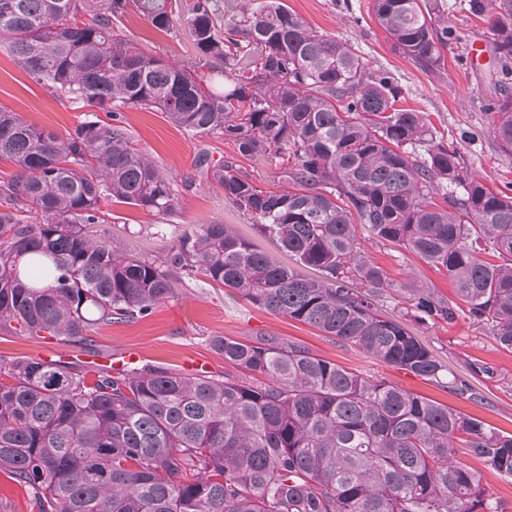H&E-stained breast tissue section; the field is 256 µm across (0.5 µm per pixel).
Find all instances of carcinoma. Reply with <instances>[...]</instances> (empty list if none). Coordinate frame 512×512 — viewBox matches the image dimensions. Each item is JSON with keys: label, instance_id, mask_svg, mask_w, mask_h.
<instances>
[{"label": "carcinoma", "instance_id": "carcinoma-1", "mask_svg": "<svg viewBox=\"0 0 512 512\" xmlns=\"http://www.w3.org/2000/svg\"><path fill=\"white\" fill-rule=\"evenodd\" d=\"M131 10L160 29L184 14L199 55L233 81L145 52L123 28ZM468 11L489 20L494 131L510 151L512 0H468ZM373 16L399 53L440 67L455 29L436 27L426 0H373ZM0 38L37 84L111 119L61 136L0 109V160L16 167L0 188V332L82 345L173 296L161 267L89 231L104 201L167 220L178 189L195 185L176 186L117 124L138 106L233 143L217 163L199 153V177L320 277L227 224L183 234L167 266L469 401L468 380L448 377L404 321L466 316L512 353V196L468 175L424 113L398 106L390 72L283 0H0ZM241 157L278 168L291 189L265 190ZM364 234L444 270L458 301L392 280ZM393 296L399 320L377 307ZM211 347L239 373L1 361L0 472L34 490L38 512H504L456 454L512 479V434L276 336Z\"/></svg>", "mask_w": 512, "mask_h": 512}]
</instances>
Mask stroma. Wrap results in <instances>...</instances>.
Returning a JSON list of instances; mask_svg holds the SVG:
<instances>
[{
  "label": "stroma",
  "mask_w": 512,
  "mask_h": 512,
  "mask_svg": "<svg viewBox=\"0 0 512 512\" xmlns=\"http://www.w3.org/2000/svg\"><path fill=\"white\" fill-rule=\"evenodd\" d=\"M288 8L316 30L352 42L375 68L391 72L402 90L404 107L426 114L439 135L453 142L460 162L469 172L483 177L494 192L512 196V151H504L493 131L491 108L495 102L496 63L488 48V24L464 21V0H429L436 16L454 26L457 40L443 51L438 71H423L394 50L377 24L372 0H284ZM124 27L147 52L172 60L190 62L199 53L186 19L174 20L170 30L156 29L143 17L131 13ZM17 113L25 121L64 135L89 117L88 109L65 97L53 95L24 73L0 42V109ZM123 126L138 148L148 154L175 181L195 172L200 149L214 160L232 155L234 147L218 136H193L171 123L160 112L127 107ZM176 214L167 224L151 213L113 202L102 205L105 223L93 225L95 238L114 244L127 253L156 263L163 262L180 236L198 224L219 222L233 225L240 235L256 239L258 246L291 264L287 253L257 238L255 230L227 200L222 190L208 184L182 192ZM367 251L393 278L414 277L437 293L453 297L447 276L394 248L372 241ZM175 293L146 317L130 323L102 327L93 336L95 352L137 351L142 363L183 370L186 361L203 358L211 372L228 367L210 346L216 336L246 340L273 334L303 344L316 355L347 369L383 379L409 392L447 404L467 415L512 433V353L502 350L488 330L477 329L467 318L447 324L408 322V329L428 347L454 375L463 377L480 393L477 402L451 395L413 374L382 364L350 344L323 336L318 330L282 315L251 305L227 288H211L202 277L172 273ZM495 370L493 378L472 374V362Z\"/></svg>",
  "instance_id": "35a3bbf8"
}]
</instances>
